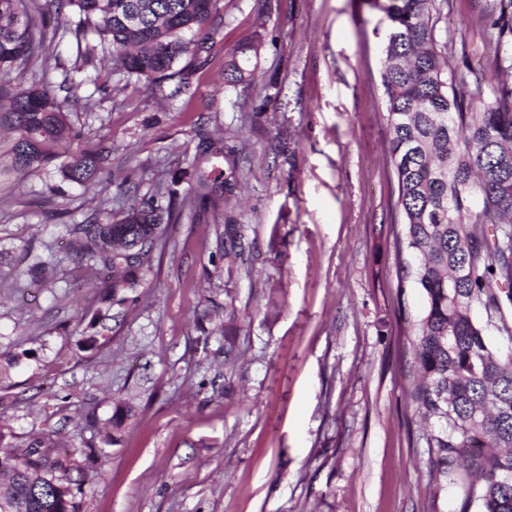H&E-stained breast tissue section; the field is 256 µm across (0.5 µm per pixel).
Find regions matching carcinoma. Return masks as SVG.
Masks as SVG:
<instances>
[{
  "mask_svg": "<svg viewBox=\"0 0 512 512\" xmlns=\"http://www.w3.org/2000/svg\"><path fill=\"white\" fill-rule=\"evenodd\" d=\"M219 0H54L59 15L76 14V38L98 35L113 67L159 85L179 78L177 92L193 95L189 74L175 66L198 57L216 29ZM434 0H388L395 37L383 48L381 85L390 130L401 232L397 253L417 263L402 269L426 299L423 315L407 320L415 371L408 396L433 424L427 437L434 496L452 495L456 512H512V327L509 343L488 341L490 318L512 303V0H484L489 23L487 62L452 68L438 48ZM40 48L24 0H0V70ZM237 62L226 80L252 79ZM6 113L17 137L0 177L58 159L66 182L91 192L101 154L82 146L56 95L19 84ZM163 212L132 207L115 220L72 224L70 258L103 270V301L140 286L152 271ZM17 276L44 280L55 255L24 265ZM481 308L487 321L475 320ZM97 461L56 448L49 436L18 451L0 432V501L15 512H82V474Z\"/></svg>",
  "mask_w": 512,
  "mask_h": 512,
  "instance_id": "obj_1",
  "label": "carcinoma"
}]
</instances>
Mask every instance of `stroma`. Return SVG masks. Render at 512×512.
Here are the masks:
<instances>
[{
	"label": "stroma",
	"mask_w": 512,
	"mask_h": 512,
	"mask_svg": "<svg viewBox=\"0 0 512 512\" xmlns=\"http://www.w3.org/2000/svg\"><path fill=\"white\" fill-rule=\"evenodd\" d=\"M385 2L219 0L189 97L113 69L76 16L31 0L43 45L0 72V111L17 84L50 89L104 161L94 193L53 162L1 179L0 252L62 254L67 225L143 203L179 216L109 309L87 267L33 284L0 264V431L96 449L83 512H452L406 393L425 300L393 249ZM455 32L483 58L479 0L441 11L438 41ZM246 45L255 79L226 83ZM119 402L132 414L109 444Z\"/></svg>",
	"instance_id": "stroma-1"
}]
</instances>
